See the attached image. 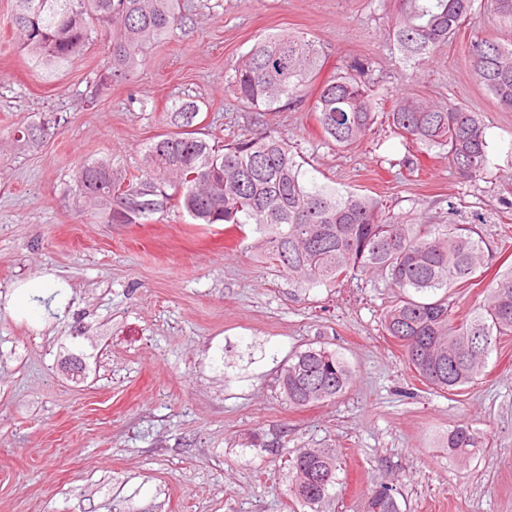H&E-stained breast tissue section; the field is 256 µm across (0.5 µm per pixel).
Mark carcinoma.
<instances>
[{
    "label": "carcinoma",
    "instance_id": "carcinoma-1",
    "mask_svg": "<svg viewBox=\"0 0 512 512\" xmlns=\"http://www.w3.org/2000/svg\"><path fill=\"white\" fill-rule=\"evenodd\" d=\"M489 8L511 38L471 42L469 66L496 105L512 111V0H396L387 41L406 70L419 71L482 7ZM179 21L176 0H16L13 26L19 45L47 69L82 54L95 38L107 47L109 65L100 81H127L143 46ZM324 65L319 42L303 33L269 34L234 66L230 82L255 112L249 128L215 147L197 136L188 116L192 101L173 104L179 130L146 146L138 173L112 178V160L83 165L75 192L108 223L117 207L126 223L173 208L198 224H228L240 233L252 226L254 248L266 264L309 287H333L360 273L393 289L381 316L383 331L399 340L408 364L437 393L458 392L475 381L497 337L512 333V268L500 275L485 300L461 317L450 290L473 279L485 261L473 224H410L380 212L377 202L343 192L307 176L298 147L267 127L263 117L297 101ZM370 63L355 59L322 84L313 111L326 141L338 148L374 134L378 114L390 131L420 153L446 154L459 178L480 177L487 162L480 113L454 101L445 106L412 95L378 94ZM50 121L15 130L19 146L42 140ZM343 356L326 346L307 347L281 364L278 383L288 405L302 408L330 401L352 383ZM481 437L467 424L449 431L442 447L461 461ZM333 448L299 450L291 462L289 494L318 512L336 487ZM367 512H397L391 488L373 490Z\"/></svg>",
    "mask_w": 512,
    "mask_h": 512
}]
</instances>
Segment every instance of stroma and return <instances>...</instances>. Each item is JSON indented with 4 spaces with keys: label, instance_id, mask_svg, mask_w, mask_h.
Listing matches in <instances>:
<instances>
[{
    "label": "stroma",
    "instance_id": "obj_1",
    "mask_svg": "<svg viewBox=\"0 0 512 512\" xmlns=\"http://www.w3.org/2000/svg\"><path fill=\"white\" fill-rule=\"evenodd\" d=\"M392 0H181L182 21L148 45L131 80L103 84L101 43L46 72L21 51L15 0H0V512H292L289 461L332 448L338 483L320 512H367L376 486L398 512H512V335L461 395L437 394L385 336L390 291L367 275L300 288L221 224L178 211L109 224L79 208L77 167L110 157L113 176L140 168L146 143L173 131L172 103L200 107L209 141L247 126L253 110L227 77L258 38L308 33L319 75L372 64L395 94L480 112L487 168L466 182L442 155L381 132L340 149L312 110L316 89L269 112L337 188L394 214L476 225L489 252L474 288L454 289L459 314L482 302L512 264L502 221L512 203V111L492 101L467 65L476 37L505 38L482 11L413 76L382 33ZM54 119L42 147L12 131ZM52 274L67 301L39 321L9 305L15 286ZM325 343L353 370L334 400L289 407L278 385L288 355ZM467 423L483 437L466 461L442 441Z\"/></svg>",
    "mask_w": 512,
    "mask_h": 512
}]
</instances>
